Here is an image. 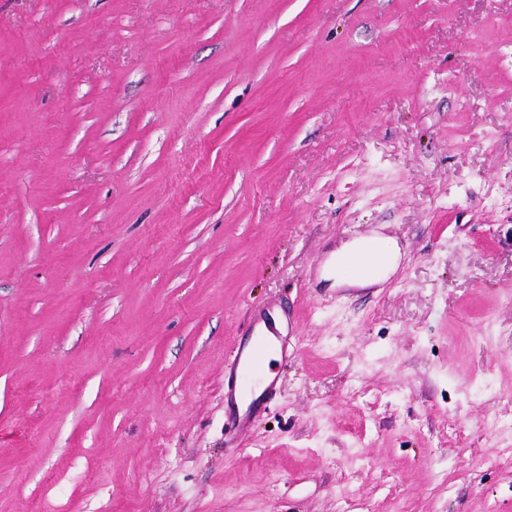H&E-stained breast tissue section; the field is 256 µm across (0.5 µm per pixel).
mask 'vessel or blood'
<instances>
[{
  "label": "vessel or blood",
  "instance_id": "b4317fda",
  "mask_svg": "<svg viewBox=\"0 0 512 512\" xmlns=\"http://www.w3.org/2000/svg\"><path fill=\"white\" fill-rule=\"evenodd\" d=\"M271 353L284 362L295 356L274 319L264 316L250 321L247 340L224 367L225 422L231 427L247 429L253 413L276 391L279 375L264 369V359Z\"/></svg>",
  "mask_w": 512,
  "mask_h": 512
}]
</instances>
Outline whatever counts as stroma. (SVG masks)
<instances>
[{"mask_svg": "<svg viewBox=\"0 0 512 512\" xmlns=\"http://www.w3.org/2000/svg\"><path fill=\"white\" fill-rule=\"evenodd\" d=\"M507 419L512 0H0V512H512ZM374 241L384 242L390 253V263L380 275L373 274L369 271L353 274L347 271L345 267H343L341 261L344 258L362 253L364 254L359 259V263L361 265L372 268L384 266L388 261V256L382 245L379 243L372 244ZM369 246L370 248L366 251ZM398 258L399 249L393 239L376 235L359 236L346 243L339 250H336L332 253L331 258L323 272V277L326 280H333L336 286L344 283L361 286L371 285L383 280L392 270ZM247 336V341L239 344L234 359L224 366L225 424L239 430L249 427L253 413L266 403L279 384V373L269 375L264 369L266 355L274 353L285 363L295 357L288 334L277 329L269 314L250 321Z\"/></svg>", "mask_w": 512, "mask_h": 512, "instance_id": "obj_1", "label": "stroma"}]
</instances>
